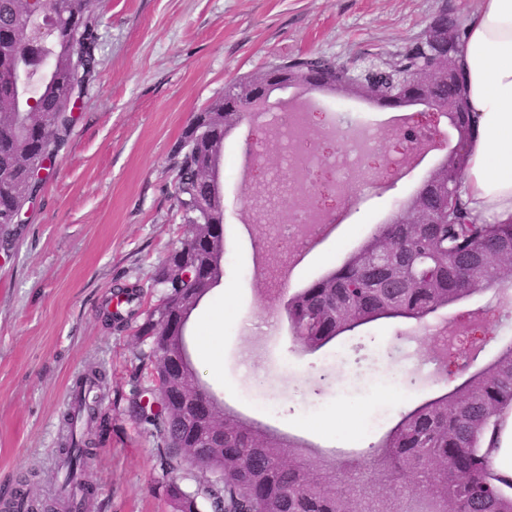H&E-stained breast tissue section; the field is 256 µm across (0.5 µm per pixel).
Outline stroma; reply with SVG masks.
<instances>
[{
    "instance_id": "1",
    "label": "stroma",
    "mask_w": 512,
    "mask_h": 512,
    "mask_svg": "<svg viewBox=\"0 0 512 512\" xmlns=\"http://www.w3.org/2000/svg\"><path fill=\"white\" fill-rule=\"evenodd\" d=\"M461 20L480 0H102L99 66L86 86L79 120L52 175L26 208L9 243L0 242V502L29 470L31 496L53 498L63 474L62 415L74 381L88 367L105 372L100 406L105 430L85 479L95 495L83 512H173L154 439L133 422L124 401L132 383L153 382L139 355L137 324H107L116 287L140 284L142 310L160 298L151 280L187 229L176 214L172 150L193 113L225 85L280 59L316 52L348 66L373 56L391 61L421 38L441 6ZM320 124L303 150L320 152L323 125L366 124L382 133L381 157L409 152L392 113L359 100L313 92ZM241 123L226 138L219 183L226 252L219 284L193 311L188 334L199 378L225 409L254 426L298 437L343 461L362 456L407 406L426 397L406 380L420 374L432 338L415 322L384 321L338 340L331 350H297L286 306L297 289L337 266L421 185L381 168L384 193L343 196L348 211L335 237L315 249L278 296L251 276L259 248L253 231L293 224L299 196L260 219L242 182ZM480 324L481 359L512 337V305L495 290L449 307ZM217 341L204 347L209 323ZM383 415L377 433L362 426Z\"/></svg>"
}]
</instances>
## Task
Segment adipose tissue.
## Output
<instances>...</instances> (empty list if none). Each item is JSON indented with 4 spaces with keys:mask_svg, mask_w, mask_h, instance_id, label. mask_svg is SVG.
<instances>
[{
    "mask_svg": "<svg viewBox=\"0 0 512 512\" xmlns=\"http://www.w3.org/2000/svg\"><path fill=\"white\" fill-rule=\"evenodd\" d=\"M468 108L475 125L462 185L473 216L512 221V0H481L466 25Z\"/></svg>",
    "mask_w": 512,
    "mask_h": 512,
    "instance_id": "ef3b65f1",
    "label": "adipose tissue"
}]
</instances>
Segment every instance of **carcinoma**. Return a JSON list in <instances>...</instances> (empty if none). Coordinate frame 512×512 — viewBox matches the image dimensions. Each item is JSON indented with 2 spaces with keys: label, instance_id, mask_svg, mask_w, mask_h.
I'll return each instance as SVG.
<instances>
[{
  "label": "carcinoma",
  "instance_id": "obj_1",
  "mask_svg": "<svg viewBox=\"0 0 512 512\" xmlns=\"http://www.w3.org/2000/svg\"><path fill=\"white\" fill-rule=\"evenodd\" d=\"M39 0H0V229L12 226L40 190L50 170L46 162L66 145L83 86L94 76L99 48V0H57L54 11L34 17ZM466 45L465 27L444 6L424 37L394 64L349 69L331 57L308 53L284 59L224 87L195 113L174 150L175 201L188 227L180 247L198 260L186 279H164L167 265L152 278L159 303L139 326L149 351L141 361L155 385L137 384L128 397L135 423L157 440L169 475L167 494L174 512H512V482L494 472L485 440L494 436L503 413L512 411V340L451 388L400 414L395 424L350 462L352 483L336 462L315 466L303 445L253 428L223 412L218 399L200 384L192 364L187 323L192 311L216 286L225 252L224 225L216 174L224 156V135L247 115L241 90L262 89L294 79L360 98L378 109L428 102L453 104L451 120L462 148L447 155L424 179L394 218L340 265L288 299V325L294 344L315 353L371 323H424L449 306L495 285L512 286V222L480 221L460 196L467 148L474 129L466 103V80L458 57ZM125 310L108 318L118 327L139 314L138 285L114 291ZM184 360V385L205 398L214 427L224 430V447L198 448L183 413L171 406L163 379L165 355ZM75 410L64 414L70 428L61 448L67 480L85 472L104 425L100 405L103 374L78 377ZM202 474L192 491L182 476ZM426 475L423 498L405 480ZM80 496L58 507L81 512L94 495L79 484ZM14 512H40L44 506L20 490Z\"/></svg>",
  "mask_w": 512,
  "mask_h": 512
}]
</instances>
